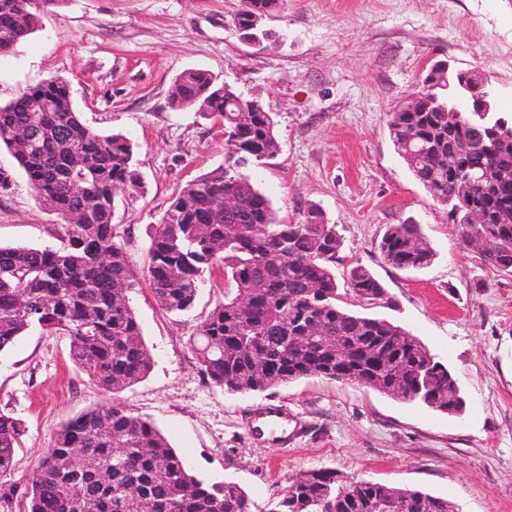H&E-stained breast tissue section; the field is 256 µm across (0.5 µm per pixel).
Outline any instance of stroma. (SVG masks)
<instances>
[{
	"label": "stroma",
	"instance_id": "obj_1",
	"mask_svg": "<svg viewBox=\"0 0 512 512\" xmlns=\"http://www.w3.org/2000/svg\"><path fill=\"white\" fill-rule=\"evenodd\" d=\"M240 0H59L41 26L0 55V105L45 79L68 82L82 120L134 146L135 190L120 195L115 221L128 260L143 269L150 235L173 194L224 162V139L196 108H172L169 93L188 69L209 71L258 98L275 121L278 153L252 170L279 219L303 221L310 206L336 224L335 266L345 308L393 321L416 336L457 379L462 414L450 416L323 378L264 392L233 393L204 381L189 346L224 298V277L201 288L193 310L163 311L146 283L129 292L153 365L120 398L149 419L192 472L233 481L267 512L289 479L330 469L348 477L448 499L454 512H512V276L481 266L445 207L398 155L391 112L442 60L480 74L512 113V0H285L251 44L230 23ZM0 245L56 242L60 218L29 185L10 151L0 169ZM412 221L433 248L423 270L388 265L379 243ZM384 286L370 304L346 289L353 267ZM73 362L66 337L34 328L0 352V413L21 419L12 512L53 434L101 402ZM281 438L253 431L265 408Z\"/></svg>",
	"mask_w": 512,
	"mask_h": 512
}]
</instances>
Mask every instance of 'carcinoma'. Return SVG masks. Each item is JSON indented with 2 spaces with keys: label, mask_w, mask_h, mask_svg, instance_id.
Returning <instances> with one entry per match:
<instances>
[{
  "label": "carcinoma",
  "mask_w": 512,
  "mask_h": 512,
  "mask_svg": "<svg viewBox=\"0 0 512 512\" xmlns=\"http://www.w3.org/2000/svg\"><path fill=\"white\" fill-rule=\"evenodd\" d=\"M57 0H0V53L41 26ZM282 0H242L231 18L246 26ZM425 80L448 100V73ZM233 86L189 69L174 81L172 107L195 106L223 127L224 164L189 182L173 197L150 236L149 262L138 274L114 223L116 200L138 185L130 140L85 125L68 84L56 77L0 106V144L11 150L42 202L63 221L45 247L0 246V351L32 327L66 336L73 361L108 396L67 420L30 474L28 512H252L233 481L196 477L167 438L132 412L117 394L150 372L152 355L128 292L143 279L170 314L189 312L205 278L219 269L229 288L189 338L203 379L230 392H263L288 382L355 378L382 393L403 394L440 409L462 398L441 362L403 327L338 304L333 266L342 246L337 225L316 208L284 224L255 181L244 174L278 151L269 112H233ZM39 105L40 112L29 108ZM470 113L455 120L441 110L391 114L389 132L400 157L434 200L459 214L461 238H484L481 264L512 275V131ZM237 198L231 212L216 207ZM481 224H466L470 209ZM380 250L398 269L431 265L434 251L413 223L387 229ZM348 291L381 300L385 289L365 268L350 271ZM336 338L344 358L319 343L295 344L308 323ZM20 420L0 414V512H10ZM269 512H451L448 501L420 490L355 480L326 469L289 479Z\"/></svg>",
  "instance_id": "1"
}]
</instances>
